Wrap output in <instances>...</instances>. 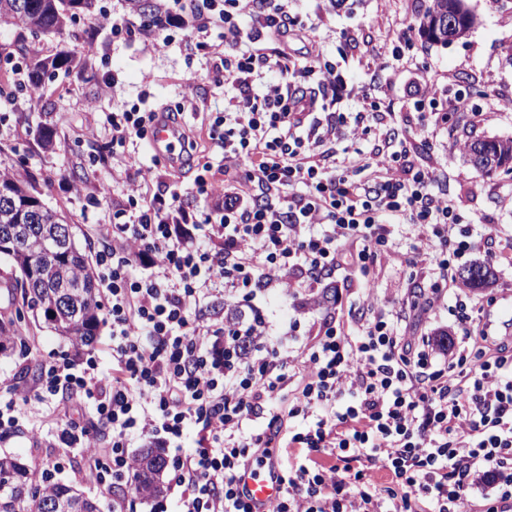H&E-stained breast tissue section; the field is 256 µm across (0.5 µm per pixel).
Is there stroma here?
Listing matches in <instances>:
<instances>
[{
	"label": "stroma",
	"mask_w": 512,
	"mask_h": 512,
	"mask_svg": "<svg viewBox=\"0 0 512 512\" xmlns=\"http://www.w3.org/2000/svg\"><path fill=\"white\" fill-rule=\"evenodd\" d=\"M478 22L468 36L445 46L415 38L412 43L393 48L387 36L403 26L406 20L423 13L427 0H343L340 8L325 14L319 12L318 0H295L294 10L308 30L303 40L292 42L297 51L316 48L332 62L341 75L343 88L336 105L338 111L350 113L364 104L380 99L370 83L374 59L387 62L392 88L382 99L392 125L409 131L418 123L423 110L418 105L425 83H435L448 95L464 96L470 111L452 122L432 116L436 127L432 152L414 150L417 165H425L430 153L448 160V171L442 181L458 204L472 235L475 248L465 257V264L487 259L486 246L479 233L482 225H495L501 240H512V172L487 176L465 163L454 151V140L512 137V109L500 108L497 98L512 96V0H467ZM197 24L185 18L181 30L175 32L169 45L157 48L161 34L157 31L132 36L114 34L111 27L98 25L95 16L77 15L68 32L60 37L20 36L13 27L0 26V163L18 165L42 195L44 203L65 213L76 227L78 246L88 256L108 247L104 236L106 224L112 221V208L126 199L125 175L112 154L110 115L131 106L161 109L180 101L192 92V105L186 106L184 120L199 150L213 164L224 157L207 136L208 113L219 112L235 91L215 82L210 71L215 55L223 51L232 34L223 24L208 31L214 50L191 54L187 44L197 35ZM93 37L96 46L89 56L87 71L76 69L56 72L44 79L40 96L27 102L15 93L16 77L11 61L32 62L54 55L61 48L82 52L84 37ZM114 74L118 84L114 92L101 94L105 74ZM53 130L55 144L44 149L37 136L38 126ZM150 145L139 149L140 166L148 170L147 195L166 193L176 187L182 193L190 213L200 215L207 203L193 189L191 170H177L155 165ZM80 178L87 188L106 183L111 189V204L95 205L91 199L65 194L62 183ZM406 274L405 267L389 266L368 276L332 278L323 285L335 289L336 301L322 307H309L304 293L284 295L280 288L261 289L251 300L231 294H217L207 301L206 312L223 318L225 308H234L242 316L259 311L266 321L267 335L254 347L265 350L282 346L300 353L309 342L308 329L328 315L358 306L364 290H371L382 305L400 303L398 286ZM457 293L444 292L438 306L427 315H412L408 329L417 340L435 339L440 333L457 336L459 324L451 311ZM20 289L16 275L6 259H0V322L12 324L22 336L25 349L0 355V399L8 400L14 388H34L39 365L50 358L69 359L75 369H82L87 355H95L100 367L112 363V336L108 320H100L96 337L87 354H75L68 341L55 335L45 325L22 317ZM17 428L0 432V454L21 459L30 469H48L54 481L77 486L95 498L100 512H113L124 503L126 512H179L177 494L164 493L161 502H145L132 487L98 484L88 473L82 454L72 450L64 462H57L52 444L61 424L55 402L40 406L33 413L19 410Z\"/></svg>",
	"instance_id": "35a3bbf8"
}]
</instances>
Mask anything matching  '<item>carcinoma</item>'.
<instances>
[{
  "label": "carcinoma",
  "instance_id": "1",
  "mask_svg": "<svg viewBox=\"0 0 512 512\" xmlns=\"http://www.w3.org/2000/svg\"><path fill=\"white\" fill-rule=\"evenodd\" d=\"M98 0H0V21H8L31 36L61 35L77 11H94ZM133 15L159 27L166 23L163 0H129ZM452 19L455 28L448 30L443 22ZM476 17L466 0H430L419 17L418 32L431 44L448 45L472 29ZM73 60L72 51L62 48L40 63L32 78L44 80ZM463 160L480 172L491 175L500 169L512 171V138L468 140L461 151ZM0 233L17 224L31 225L32 232L20 249L4 254L20 272L28 295V309L40 316L47 328L67 340L75 350L92 344L99 323L94 273L76 246H69L54 259L46 260L54 242L53 229L67 225L66 216L41 205L31 195L33 184L21 178L0 176ZM466 288H489L496 282L494 267L489 262H476L458 272ZM66 283L72 295L61 300L54 285ZM135 491L144 500L163 493L165 458L152 448L142 450L137 459ZM28 467L10 455H0V512H72V502L83 500L85 512H98L97 504L73 486L56 483L47 491L31 484Z\"/></svg>",
  "mask_w": 512,
  "mask_h": 512
}]
</instances>
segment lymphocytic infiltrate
<instances>
[{
    "mask_svg": "<svg viewBox=\"0 0 512 512\" xmlns=\"http://www.w3.org/2000/svg\"><path fill=\"white\" fill-rule=\"evenodd\" d=\"M172 2L174 28L187 11L202 32L218 22L238 32L245 11L252 19L247 47L228 44L212 70L237 91L209 116L210 138L224 151V186L216 188L207 163L194 178L216 213L184 212L174 189L147 196L135 156L123 157L129 216L108 225L112 244L96 259L108 292L112 368L93 358L78 374L65 361L44 363L35 389H15L0 405V430L17 424V407L33 411L59 393L74 395L111 430L112 446L97 457L94 438L69 419L56 454L84 449L107 486L136 481L130 433L161 430L177 439L197 423L199 448L168 460L181 512H251L235 476L264 448L303 451L302 463L282 469L276 512H512V341L485 326L483 308L459 315L461 334L444 361L436 346L415 344L403 329L405 312L370 299L349 322L321 323L297 357L275 348L259 358L241 353V340L264 336L263 319L205 317L212 292L249 298L278 283L289 294L381 258L427 271L431 307L435 293L455 283L454 261L471 244L435 167L415 166L408 140L376 149L365 164L347 156L332 165L310 152L309 141L333 139L346 124L384 143L396 129L372 125L375 102L351 121L336 111L335 67L317 50H288L306 30L293 0ZM266 70L278 80L255 92ZM184 110L113 113L114 139L146 140L163 118L176 124L182 153H191L189 132L178 125ZM395 219L413 240L409 255L394 244ZM141 266L147 275H137ZM289 387L291 406L272 410ZM259 411L265 427L246 431ZM298 417L308 420L305 431L290 430ZM374 468L387 471L386 486L371 482Z\"/></svg>",
    "mask_w": 512,
    "mask_h": 512,
    "instance_id": "1",
    "label": "lymphocytic infiltrate"
}]
</instances>
